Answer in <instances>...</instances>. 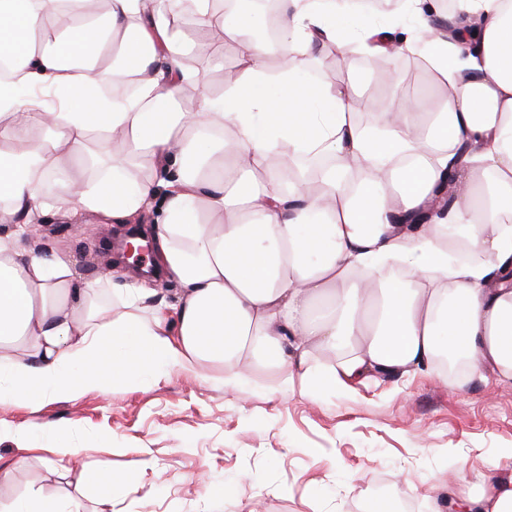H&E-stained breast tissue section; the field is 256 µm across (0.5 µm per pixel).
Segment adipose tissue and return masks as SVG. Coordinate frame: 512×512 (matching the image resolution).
<instances>
[{
	"label": "adipose tissue",
	"mask_w": 512,
	"mask_h": 512,
	"mask_svg": "<svg viewBox=\"0 0 512 512\" xmlns=\"http://www.w3.org/2000/svg\"><path fill=\"white\" fill-rule=\"evenodd\" d=\"M401 6L430 36L447 94L389 98L362 127L351 85L303 77L337 40L336 0H282L279 45L294 63L276 73L254 36L262 18L224 15L217 0H107L100 13L88 0H0V404L181 366L223 369L236 392L255 372L344 392L368 374L433 372L448 351L512 384V0H473L448 33L434 25L441 0ZM187 8L214 31L201 53L237 47L223 97L184 65ZM125 72L140 92L109 109L34 93ZM187 88L195 105L182 111ZM282 137L294 158L311 147L333 164L285 186L267 170ZM93 148L107 164L89 183L78 173ZM356 167L368 173L357 183ZM154 206L172 301L133 278L115 289L120 309H104L69 256L24 244L27 217L52 207L125 222ZM466 508L512 512V476H483Z\"/></svg>",
	"instance_id": "obj_1"
}]
</instances>
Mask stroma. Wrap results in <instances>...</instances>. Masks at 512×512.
Returning <instances> with one entry per match:
<instances>
[{"label": "stroma", "instance_id": "35a3bbf8", "mask_svg": "<svg viewBox=\"0 0 512 512\" xmlns=\"http://www.w3.org/2000/svg\"><path fill=\"white\" fill-rule=\"evenodd\" d=\"M329 80L358 85L359 101L388 93L364 57ZM118 227L94 213L74 224L51 211L33 219L30 244L69 253L72 270L95 288L124 280L103 253ZM254 374L243 394L222 372L170 369L132 385L87 388L31 406L0 405V457L27 453L0 501L42 491L76 497L86 512H359L373 495L399 512H431L433 486L450 499L475 490L488 463L512 474V384L491 373L445 379L369 378L345 394L270 391ZM78 448L76 468L54 467L49 448ZM112 477V500L82 483L79 471ZM409 481L411 492L395 496Z\"/></svg>", "mask_w": 512, "mask_h": 512}]
</instances>
